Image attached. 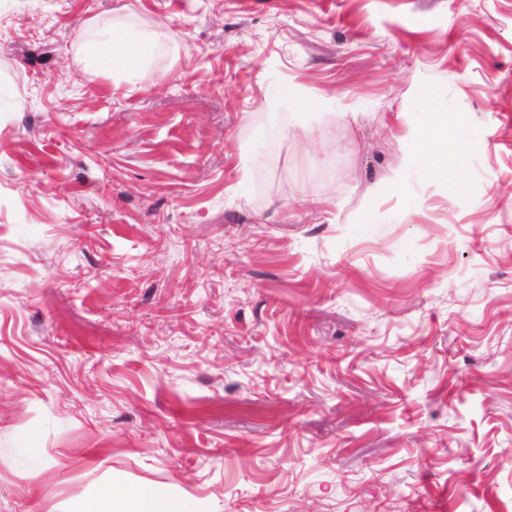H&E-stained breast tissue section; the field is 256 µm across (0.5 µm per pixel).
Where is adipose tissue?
Here are the masks:
<instances>
[{"mask_svg": "<svg viewBox=\"0 0 512 512\" xmlns=\"http://www.w3.org/2000/svg\"><path fill=\"white\" fill-rule=\"evenodd\" d=\"M147 38L135 32L112 31L101 38L87 41L83 56L87 65H104L116 73H130L137 77L149 73L146 52ZM417 146L411 159L432 176H440L443 168L441 157L449 146L458 145L454 128L445 118L430 115L420 120L417 126ZM95 512H162L159 494L151 487L138 486L116 489L103 487L97 498Z\"/></svg>", "mask_w": 512, "mask_h": 512, "instance_id": "1", "label": "adipose tissue"}]
</instances>
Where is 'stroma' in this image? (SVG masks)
Here are the masks:
<instances>
[{"label":"stroma","mask_w":512,"mask_h":512,"mask_svg":"<svg viewBox=\"0 0 512 512\" xmlns=\"http://www.w3.org/2000/svg\"><path fill=\"white\" fill-rule=\"evenodd\" d=\"M106 485L512 512V0H0V512ZM147 37L140 33L116 31L87 41L83 56L87 65L110 66L113 73H131L151 78L146 52ZM417 147L411 159L431 176H440L443 168L441 156L448 152V146H459L454 128L448 127L447 118L435 115L423 117L417 126Z\"/></svg>","instance_id":"35a3bbf8"}]
</instances>
